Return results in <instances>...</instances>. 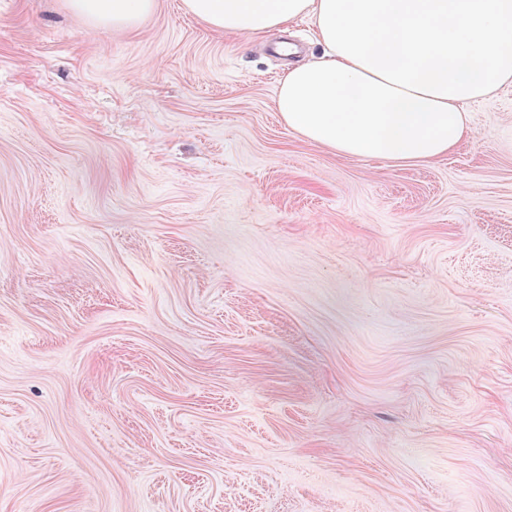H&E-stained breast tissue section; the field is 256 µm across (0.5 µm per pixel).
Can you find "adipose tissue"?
<instances>
[{
    "label": "adipose tissue",
    "instance_id": "obj_1",
    "mask_svg": "<svg viewBox=\"0 0 512 512\" xmlns=\"http://www.w3.org/2000/svg\"><path fill=\"white\" fill-rule=\"evenodd\" d=\"M155 0H70L130 27ZM227 33L313 24L320 50L281 77L277 107L306 141L395 165L431 161L471 133L470 102L512 83V0H183Z\"/></svg>",
    "mask_w": 512,
    "mask_h": 512
}]
</instances>
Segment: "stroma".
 Masks as SVG:
<instances>
[{
	"label": "stroma",
	"instance_id": "1",
	"mask_svg": "<svg viewBox=\"0 0 512 512\" xmlns=\"http://www.w3.org/2000/svg\"><path fill=\"white\" fill-rule=\"evenodd\" d=\"M317 50L0 0V512H512V85L396 166Z\"/></svg>",
	"mask_w": 512,
	"mask_h": 512
}]
</instances>
